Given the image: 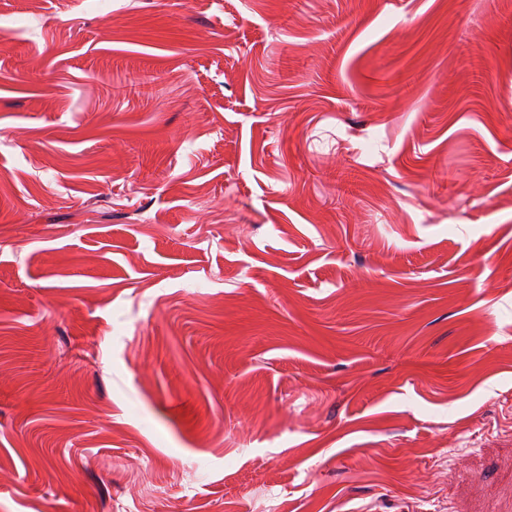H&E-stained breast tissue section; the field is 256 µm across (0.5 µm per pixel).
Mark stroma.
Returning a JSON list of instances; mask_svg holds the SVG:
<instances>
[{
    "label": "stroma",
    "instance_id": "35a3bbf8",
    "mask_svg": "<svg viewBox=\"0 0 512 512\" xmlns=\"http://www.w3.org/2000/svg\"><path fill=\"white\" fill-rule=\"evenodd\" d=\"M0 512H512V0H0Z\"/></svg>",
    "mask_w": 512,
    "mask_h": 512
}]
</instances>
